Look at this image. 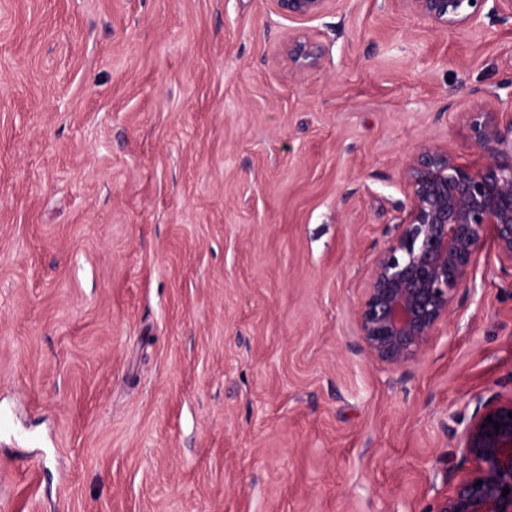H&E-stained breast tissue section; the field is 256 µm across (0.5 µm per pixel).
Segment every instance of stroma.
<instances>
[{"instance_id":"35a3bbf8","label":"stroma","mask_w":512,"mask_h":512,"mask_svg":"<svg viewBox=\"0 0 512 512\" xmlns=\"http://www.w3.org/2000/svg\"><path fill=\"white\" fill-rule=\"evenodd\" d=\"M306 37L323 55L297 67ZM512 101V21L401 0H0V512H426L512 404L485 240L418 362L358 348L430 141ZM329 0H274L280 13L297 19L320 15ZM474 1V4H471ZM421 19L439 30H459L476 24L483 16H493L506 22L512 19V0H401ZM289 54L292 62L301 67H316L322 57V48L316 42L304 38L296 40Z\"/></svg>"}]
</instances>
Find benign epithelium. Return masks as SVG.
Wrapping results in <instances>:
<instances>
[{
    "mask_svg": "<svg viewBox=\"0 0 512 512\" xmlns=\"http://www.w3.org/2000/svg\"><path fill=\"white\" fill-rule=\"evenodd\" d=\"M274 2L280 13L305 19L320 15L328 0ZM402 2L439 30L468 28L485 14L512 19V0ZM289 54L294 64L315 67L322 48L305 38ZM466 122L483 165L474 170L430 142L416 148L402 170L410 207L377 255L355 310L361 350L392 370L424 354L448 320L487 231L498 257L512 263V111L486 100L466 113ZM510 412L512 404L488 409L458 436L461 462L473 471L428 512H512Z\"/></svg>",
    "mask_w": 512,
    "mask_h": 512,
    "instance_id": "7a95c632",
    "label": "benign epithelium"
}]
</instances>
